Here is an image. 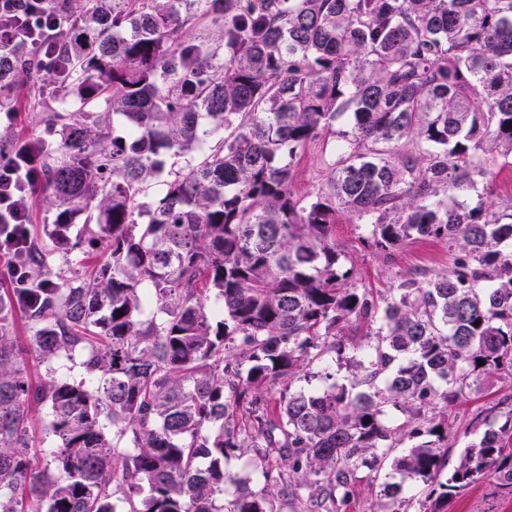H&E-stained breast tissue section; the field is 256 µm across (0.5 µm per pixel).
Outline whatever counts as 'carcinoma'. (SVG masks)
<instances>
[{
	"label": "carcinoma",
	"instance_id": "carcinoma-1",
	"mask_svg": "<svg viewBox=\"0 0 512 512\" xmlns=\"http://www.w3.org/2000/svg\"><path fill=\"white\" fill-rule=\"evenodd\" d=\"M45 6L65 64L0 49V110L29 80L55 89L30 138L53 220L29 287L0 291V512H344L363 469L380 512H407L412 486L419 512L489 477L512 493V405L443 477L448 411L512 378V204L464 202L512 155V0ZM333 132L324 187L296 197V159ZM341 214L387 257L448 245L451 272L358 286ZM80 219L89 249L55 280ZM349 351V382L313 371ZM42 407L57 449L39 467ZM237 450L264 462L260 489L226 469Z\"/></svg>",
	"mask_w": 512,
	"mask_h": 512
}]
</instances>
